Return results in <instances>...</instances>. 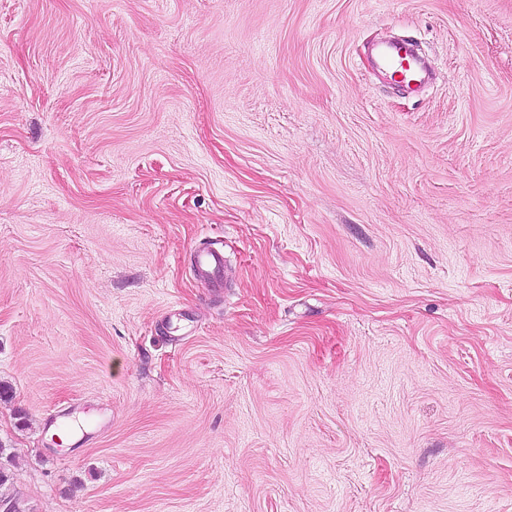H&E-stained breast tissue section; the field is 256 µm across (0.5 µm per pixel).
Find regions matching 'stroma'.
I'll use <instances>...</instances> for the list:
<instances>
[{
  "label": "stroma",
  "instance_id": "1",
  "mask_svg": "<svg viewBox=\"0 0 512 512\" xmlns=\"http://www.w3.org/2000/svg\"><path fill=\"white\" fill-rule=\"evenodd\" d=\"M0 383L22 512H512V0H0ZM375 59L381 70L398 72L408 86L410 83L418 87L424 82L420 59L411 48L409 42H387L380 45L375 52ZM195 262L201 276L207 279L224 266V252L214 247L200 249L195 254Z\"/></svg>",
  "mask_w": 512,
  "mask_h": 512
}]
</instances>
